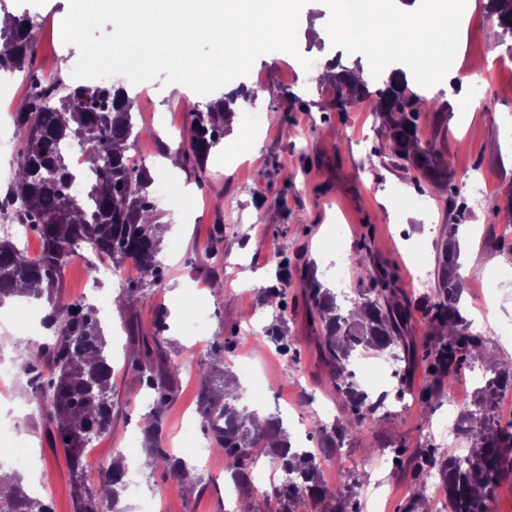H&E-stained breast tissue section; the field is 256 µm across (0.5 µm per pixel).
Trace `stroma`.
<instances>
[{
    "mask_svg": "<svg viewBox=\"0 0 512 512\" xmlns=\"http://www.w3.org/2000/svg\"><path fill=\"white\" fill-rule=\"evenodd\" d=\"M486 2L437 4L443 12L467 13V57L493 61L481 81L410 82L416 94L436 103L421 115V141L433 143L453 171L455 184L469 176L487 187L486 198L479 201L460 193L461 210L451 207L447 191L432 190L412 168L384 153L385 126L376 112L337 111L333 85L315 81L314 70L336 60L359 67L374 90L393 69L409 66L408 56L400 53L378 62L357 60L356 41L334 32L332 0H308L302 8L299 56L261 55L253 64L261 84L245 76L223 86V93L242 88L249 96L238 131L225 133L204 164L182 156L184 132L202 101L159 80L142 86L122 75L104 78V85L123 87L129 96L145 92L153 99L154 115L143 120L147 132L130 154L144 162L159 214L180 230L161 246L164 287L148 289L132 305L116 303L117 287L109 280L92 281L84 261L72 260L62 273L58 295L98 308L106 352L112 357V431L97 441L99 465L118 457L129 465L143 453V443L132 446L128 439L145 425L153 397L129 369L127 355L136 335H151L154 316L162 308L180 313L164 334L168 356L182 362L190 355L196 362L206 359L213 339L225 340L224 368L242 389L241 403L257 413L279 416L292 432L314 430L327 413L344 416L347 406L327 386V369L307 326L297 282L311 272L337 293L343 308H351L362 289L354 266L340 274L336 261L338 254L355 253L362 242L368 245V258L388 266L402 291L415 297L419 273L435 269L447 226L460 225L459 248L474 257L473 264L461 267L472 284L463 313L480 332L488 357L512 351V275L503 270L512 255V236L500 229L512 200V45L498 40ZM68 10L69 0H0V16L26 17L35 26L32 60L13 74L21 96L30 94L33 83L53 79L67 88L80 87L72 76L79 50L60 36ZM305 57L311 59V69L302 66ZM171 152L182 156L175 170L161 164ZM184 188L189 196H181ZM219 227L224 241L215 256H207ZM488 235L499 239V247L485 243ZM269 288L284 291L281 306L287 308L288 323L280 332L292 345L286 353L265 339L279 308L266 297ZM46 307L43 300L20 299L0 306V365L15 376L14 384L0 385L10 396L0 402V453L25 449L32 465L24 480H42V496L52 512H74L76 477L45 420L29 407L32 392L16 359L30 340L49 341V333L24 321L26 314ZM198 389L195 363L183 364L163 441L186 459L196 456L206 441L196 411ZM475 390L465 368L428 411L390 405L370 433L319 454L323 481L338 487L342 468H349L359 480L353 497L365 503L375 495L376 481L385 479L384 512H398L419 490L407 461L427 445L429 421L447 412L458 392ZM380 445L398 452L381 471L370 453ZM227 465L222 454H213L209 471L200 472L191 488L156 469L153 475H141L139 487L127 489L123 501L131 512H224Z\"/></svg>",
    "mask_w": 512,
    "mask_h": 512,
    "instance_id": "1",
    "label": "stroma"
}]
</instances>
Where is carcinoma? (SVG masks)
I'll use <instances>...</instances> for the list:
<instances>
[{
	"label": "carcinoma",
	"instance_id": "carcinoma-1",
	"mask_svg": "<svg viewBox=\"0 0 512 512\" xmlns=\"http://www.w3.org/2000/svg\"><path fill=\"white\" fill-rule=\"evenodd\" d=\"M488 13L499 25L512 29V0H487ZM26 19L14 20L0 46V69L24 68L33 53ZM353 69L336 75L335 107L347 111L370 94L363 80L350 86ZM377 112L388 130V149L428 182L455 189L454 175L436 161L431 146L418 136L422 99L410 93L405 75L391 72L383 87L375 91ZM223 97L194 112L185 142L189 155L203 165L211 149L224 137ZM134 101L121 89L108 86L78 88L57 96L56 83L37 84L27 104L16 114L26 140L15 161V178L9 197L26 206L20 219L34 225L41 239L39 257L30 261L7 238H0V304L21 294L19 285L38 286L36 296L48 295L47 321L52 341L22 353L24 373L39 398L46 421L55 426L64 455L74 470L83 465L82 449L90 438L112 431V372L104 348L107 340L93 308L67 302L53 294L67 263L83 241L114 269L128 257L141 264L143 278L119 289L117 301L130 304L146 289L159 286L164 273L158 265L160 239L150 233L157 211L148 192L145 169L131 164L126 152L142 133L132 115ZM77 140L91 145L89 157L98 173L91 201L83 202L66 191L71 178L70 160L64 144ZM361 247L348 260L357 266L359 284L369 283V292L355 309L343 312L335 296L309 274L299 282L305 299L309 327L317 337L319 353L328 370L327 383L351 408V415L332 424L318 423L320 447L332 451L346 438L369 431L378 419L379 406L365 407V398L348 374L352 353L361 348L378 353L400 349L405 362L402 381L409 380L416 354L422 353L429 384L417 398L425 409L451 384L460 367L477 357L482 338L470 332L462 315L465 278L458 248L444 246L438 256L433 294L412 299L400 295L393 275L381 264L368 260ZM420 314L426 326L421 344L410 336L411 321ZM167 313L158 311L151 337H142L130 369L143 385L156 394V406L145 430L143 467L153 471L163 465L168 477L194 485L197 476L186 460L165 447L162 434L166 411L173 400L181 368L192 363L187 357L178 364L168 360L161 346L167 330ZM211 362H197L199 391L197 411L214 450L232 460V477L246 492L252 483L245 475L255 453L270 457L289 482L273 490L276 512H348L350 502L339 489L322 481L316 455L310 450L284 447L282 420L275 415H244L237 397L226 386L224 342L215 340L209 351ZM48 361V373L39 370ZM512 387V362L491 369V376L477 390L475 406L480 412L460 414L463 439L471 444L464 456L455 448L431 446L416 449L413 476L429 481L440 475V493L452 512H489L488 501L505 480L512 481V421L505 424L488 416L498 398ZM125 469L114 462L104 468L98 486L80 484L75 490V512H125L121 506ZM0 512H52L42 499L30 495L22 478L14 480L10 494H0Z\"/></svg>",
	"mask_w": 512,
	"mask_h": 512
}]
</instances>
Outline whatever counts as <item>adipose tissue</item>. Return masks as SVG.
Instances as JSON below:
<instances>
[{
	"label": "adipose tissue",
	"mask_w": 512,
	"mask_h": 512,
	"mask_svg": "<svg viewBox=\"0 0 512 512\" xmlns=\"http://www.w3.org/2000/svg\"><path fill=\"white\" fill-rule=\"evenodd\" d=\"M338 37L360 42L370 60L390 53L410 54L415 73L426 80L450 81L452 72L440 67L449 48L462 43L464 20L434 14L426 6L404 11L379 0H333Z\"/></svg>",
	"instance_id": "adipose-tissue-1"
}]
</instances>
